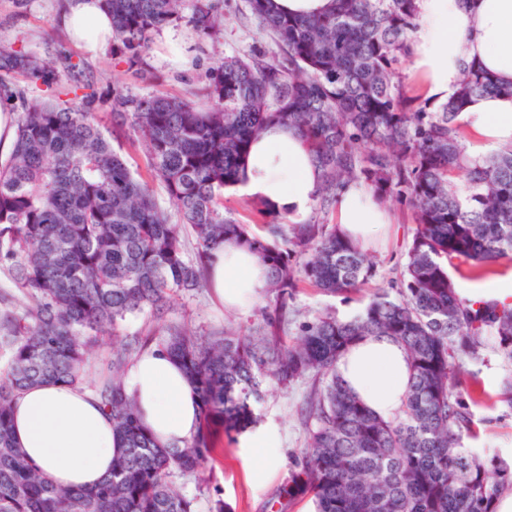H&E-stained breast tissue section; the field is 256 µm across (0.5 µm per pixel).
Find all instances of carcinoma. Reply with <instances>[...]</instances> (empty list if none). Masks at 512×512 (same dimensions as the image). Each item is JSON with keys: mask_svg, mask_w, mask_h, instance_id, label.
<instances>
[{"mask_svg": "<svg viewBox=\"0 0 512 512\" xmlns=\"http://www.w3.org/2000/svg\"><path fill=\"white\" fill-rule=\"evenodd\" d=\"M101 2L112 16L113 55L148 74L150 36L180 19L182 0ZM247 3L276 50L225 56L185 98L133 95L115 83L104 92L69 55L0 41V99L18 102L15 141L0 160V272L16 289L0 293V512H194L173 478L198 474L218 428L228 435L256 422L254 404L270 387L308 377L306 447L289 493H311L315 512H494L512 488V465L464 446L476 434L467 401L480 398L466 365L481 359L489 331L512 361V305L462 297L448 275L455 260L478 270L512 260V147L473 158L457 123L469 98L512 95V86L466 63L448 102L409 95L402 69L416 0H334L333 11L313 17ZM224 4L193 0L188 23L199 38L218 40ZM41 86L48 95L36 92ZM104 103L112 127L142 140L147 178L101 131L95 107ZM271 125L299 135L321 181L303 224L251 202L263 230L256 234L224 216V190L244 179V158ZM353 181L414 216L399 277L351 319L326 312L299 323L286 346L296 317L288 296L300 282L336 294L377 275L373 258L327 222ZM156 183L175 213L158 202ZM226 240L267 261L268 304L250 336L200 342L174 328L163 340L195 382L198 435L161 448L144 431L122 374L152 333L115 341L112 376L98 388L121 448L112 472L87 490L48 484L14 444L13 402L34 385H83L98 339L119 336L131 316L158 322L174 297L207 288L206 263ZM374 334L411 360L394 419L374 414L336 373L351 343Z\"/></svg>", "mask_w": 512, "mask_h": 512, "instance_id": "cac0c4a2", "label": "carcinoma"}]
</instances>
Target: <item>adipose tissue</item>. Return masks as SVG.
<instances>
[{
    "label": "adipose tissue",
    "mask_w": 512,
    "mask_h": 512,
    "mask_svg": "<svg viewBox=\"0 0 512 512\" xmlns=\"http://www.w3.org/2000/svg\"><path fill=\"white\" fill-rule=\"evenodd\" d=\"M411 72L418 96L433 105L457 90L463 62H475L495 80L512 85V0H416ZM63 22L71 36L93 53L107 49L112 20L100 0H73ZM458 121L470 133L471 155L512 147V97H474ZM239 195L264 202L305 223L318 190V171L300 137L269 127L244 160ZM338 234L370 247L389 234L387 208L359 183L344 189L332 209ZM269 268L246 245L228 241L207 265L208 287L225 308L246 313L262 300ZM336 370L348 389L376 415L396 417L407 394L411 367L405 350L385 336L357 339L338 358ZM125 386L146 432L161 446L184 445L201 425L197 398L181 363L151 345L129 363ZM13 438L27 461L54 486L75 488L102 480L112 469L119 443L112 418L95 393L62 384L24 390L13 404ZM240 455L252 479L269 477L279 464L275 433H247Z\"/></svg>",
    "instance_id": "adipose-tissue-1"
}]
</instances>
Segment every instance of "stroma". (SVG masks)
<instances>
[{
  "label": "stroma",
  "instance_id": "stroma-1",
  "mask_svg": "<svg viewBox=\"0 0 512 512\" xmlns=\"http://www.w3.org/2000/svg\"><path fill=\"white\" fill-rule=\"evenodd\" d=\"M192 4L184 0L183 20L174 27L183 35L181 49L169 46L162 33L151 37L148 62L155 74L146 81L128 71L115 60L111 51L91 54L69 38L58 15L57 0H0V38L16 43L45 56L62 52L82 59L100 80L101 88L119 84L136 95L163 92L175 96L188 95L198 86L205 73L219 56L256 44L268 46L270 40L258 32L244 0H229V16L218 42H201L186 22ZM394 229L391 236L376 246L378 273L369 287L348 293L329 295L309 282H301L288 304L299 320L313 319L330 311L349 318L367 303L372 291L386 287L394 270L403 259L415 223L410 211L391 204ZM261 319L260 309L234 315L215 302L208 292L175 297L157 335H166L168 328H186L195 337L204 338L223 331L227 325L238 326L242 335H250ZM482 396L471 411L479 423L477 447L502 459L512 458V402L503 396L504 381L512 376V362L497 350L494 337H486L482 359L472 365ZM313 387L312 379H304L283 390L269 391L255 407L259 423L276 428L279 434L281 463L269 479L253 482L238 454L240 434L224 437L220 450L214 452L199 478H175L176 488L193 498L195 512H213L216 503H224L230 512H313L310 496L288 497L286 489L300 448L306 445V431L301 407Z\"/></svg>",
  "mask_w": 512,
  "mask_h": 512
}]
</instances>
